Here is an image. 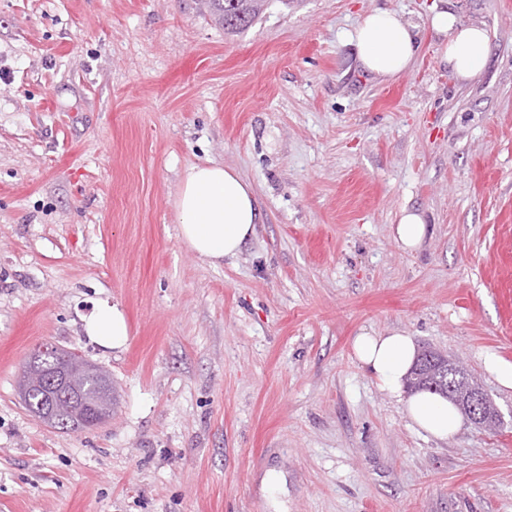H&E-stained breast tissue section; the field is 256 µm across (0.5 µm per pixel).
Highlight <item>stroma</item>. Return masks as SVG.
Returning <instances> with one entry per match:
<instances>
[{"label":"stroma","mask_w":512,"mask_h":512,"mask_svg":"<svg viewBox=\"0 0 512 512\" xmlns=\"http://www.w3.org/2000/svg\"><path fill=\"white\" fill-rule=\"evenodd\" d=\"M377 9L418 26L394 79L351 39ZM442 10L488 32L476 80ZM210 161L260 210L217 265L174 208ZM104 303L122 348L85 333ZM393 331L463 362L499 428L418 432L353 355ZM45 341L110 376L109 422L25 408ZM488 351L512 363V0H269L232 35L199 0H0V512H512ZM430 24L436 33L447 38L442 45L441 60L455 76L466 81L477 77L489 55L487 32L476 26H460L456 18L445 11L434 13ZM426 230V224L418 212L404 209L395 234L403 249L413 250L422 243Z\"/></svg>","instance_id":"35a3bbf8"}]
</instances>
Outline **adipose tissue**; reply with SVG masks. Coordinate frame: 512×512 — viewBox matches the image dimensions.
I'll use <instances>...</instances> for the list:
<instances>
[{"label": "adipose tissue", "mask_w": 512, "mask_h": 512, "mask_svg": "<svg viewBox=\"0 0 512 512\" xmlns=\"http://www.w3.org/2000/svg\"><path fill=\"white\" fill-rule=\"evenodd\" d=\"M430 24L445 38L441 59L455 76L466 81L477 77L489 55L487 32L476 26L458 25L456 18L444 11L434 13ZM353 39L362 66L385 77L407 71L419 51L415 25L390 10L366 14ZM175 207L182 241L214 263L236 256L254 235L259 221L251 186L219 163L189 168ZM84 323L87 336L103 348L115 349L127 340L126 319L117 306H97ZM353 350L361 367L378 385L402 401L405 414L420 431L444 439L460 430L463 416L448 400L425 391L406 394V377L417 356L413 336L402 332L362 333L354 338Z\"/></svg>", "instance_id": "ef3b65f1"}]
</instances>
